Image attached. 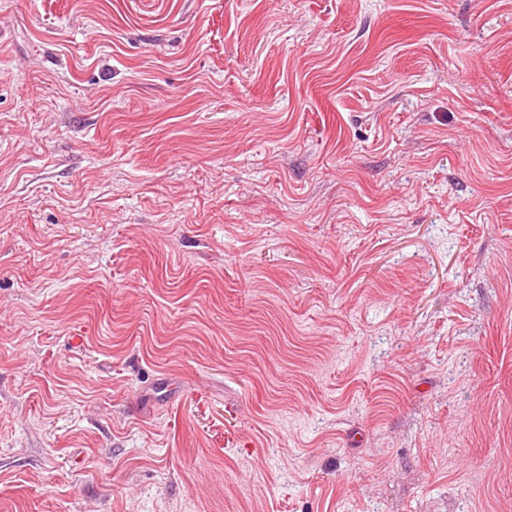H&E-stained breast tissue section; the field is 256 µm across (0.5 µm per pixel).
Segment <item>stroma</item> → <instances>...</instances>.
Returning <instances> with one entry per match:
<instances>
[{"label": "stroma", "mask_w": 512, "mask_h": 512, "mask_svg": "<svg viewBox=\"0 0 512 512\" xmlns=\"http://www.w3.org/2000/svg\"><path fill=\"white\" fill-rule=\"evenodd\" d=\"M0 512H512V0H0Z\"/></svg>", "instance_id": "35a3bbf8"}]
</instances>
